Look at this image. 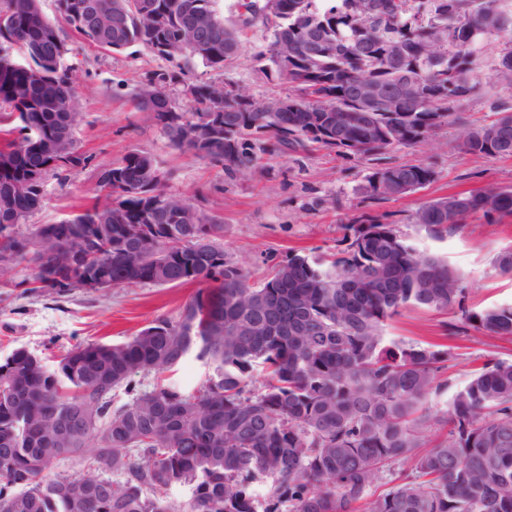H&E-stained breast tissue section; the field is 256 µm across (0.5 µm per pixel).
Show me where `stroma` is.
<instances>
[{"label": "stroma", "mask_w": 512, "mask_h": 512, "mask_svg": "<svg viewBox=\"0 0 512 512\" xmlns=\"http://www.w3.org/2000/svg\"><path fill=\"white\" fill-rule=\"evenodd\" d=\"M40 4L43 14L57 22L68 49L64 63L76 96L73 141L79 161L67 171L45 174L43 204L20 224L21 232L78 213L92 203L99 171L141 149L150 152L166 172V192L183 196L222 220L228 257L249 270L253 280H261L268 266L289 252L315 257L334 251L341 225L367 212L395 224L418 251L437 254L456 268L463 276L466 310L512 304V276L501 274L496 265L497 255L512 249V219L500 224L474 220L441 240L430 238L409 221L419 203L442 195L487 184L512 189V157L486 159L466 153L457 126L450 124L418 146L388 153V162H423L435 172L433 182L398 200L375 201L363 194L374 160L342 158L323 148L269 160L262 172L253 175L230 174L175 150L149 114L136 111V90L153 73L175 71L174 62L139 46L120 52L91 47L61 22L57 0H40ZM268 42L264 27L254 25L232 71L199 64L190 78L220 82L229 77L259 98L288 94L289 84L267 78L253 58ZM502 48L501 41L493 38L479 44V89L463 102L469 120L484 119L496 99L512 101V92L494 77ZM194 291L191 285L137 284L105 293L75 288L57 296L22 295L0 287V356L22 346L50 363L79 343L123 341L158 316L176 317ZM461 312L406 309L389 321L384 334L389 344L443 340L452 347L456 360L448 373L449 386L430 401L436 410L447 408L454 391L467 384L473 367L486 357L512 360V342L482 336ZM448 323L455 324L456 332L447 340L443 334Z\"/></svg>", "instance_id": "35a3bbf8"}]
</instances>
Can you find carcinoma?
I'll return each instance as SVG.
<instances>
[{
    "label": "carcinoma",
    "mask_w": 512,
    "mask_h": 512,
    "mask_svg": "<svg viewBox=\"0 0 512 512\" xmlns=\"http://www.w3.org/2000/svg\"><path fill=\"white\" fill-rule=\"evenodd\" d=\"M214 0H58L66 22L91 45L119 52L133 45L226 72L246 32L261 23L270 35L255 55L264 73L293 88L300 108L276 112L277 98L228 105L221 131L210 134L217 82H192L194 98L178 111L168 87L179 73H160L134 96L137 108L178 150L243 175L264 157L325 148L343 157L379 161L391 149L415 147L453 121L463 149L481 158L512 157V106L470 123L459 115L477 89V45L486 37L504 48L496 79L512 89V10L502 0H385L390 24L374 21L359 0H279L277 12L242 0L227 24ZM0 256L32 254V273L3 287L62 295L83 284L67 263L79 230L111 225L93 261L112 288L129 284L199 288L176 319L157 317L118 344H79L51 366L25 348L0 358V512H512V361L475 368L448 408L429 403L453 367L451 348L383 342L387 322L407 307L446 311L458 306L484 336L512 337V306L470 312L462 305L459 272L436 254L421 253L396 226L362 215L341 227V247L319 258L290 253L259 282L227 258L224 225L188 200L153 183L158 165L133 150L112 163V192L73 218L24 235L14 226L43 203L32 182L25 198L15 183L34 169H63L49 143L71 135L70 116L55 108L75 102L54 22L39 0H0ZM207 37L194 42L195 23ZM322 32L318 49L308 30ZM442 42L444 57L426 54ZM19 58H14L12 50ZM292 58L281 69L279 54ZM410 79L417 98L361 117L351 90L358 83L396 87ZM341 105L349 110L343 140L308 134L312 117ZM399 176L412 194L430 184L425 163L376 168L364 193L380 192L374 175ZM490 223L512 216V189L493 185L423 202L411 223L441 239L463 227L448 202ZM212 368L186 393L161 374L189 355ZM262 381L256 383L255 372ZM154 375L148 389L138 375ZM124 388L127 403L112 406ZM79 469L50 476L60 459ZM387 479L391 487L377 491ZM268 483L264 501L251 486ZM191 496H170L177 486Z\"/></svg>",
    "instance_id": "carcinoma-1"
}]
</instances>
